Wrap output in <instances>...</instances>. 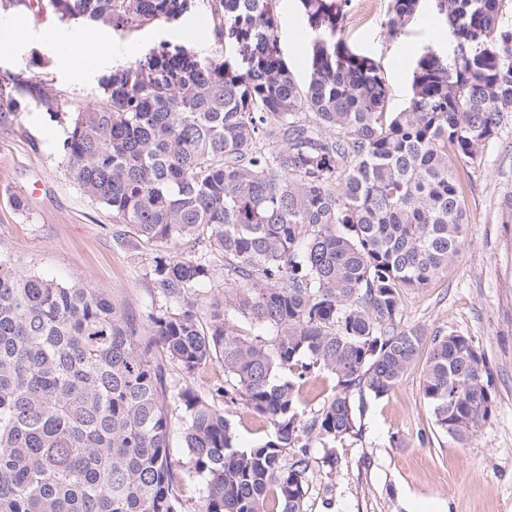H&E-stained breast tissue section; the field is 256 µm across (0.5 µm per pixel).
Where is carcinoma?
Returning a JSON list of instances; mask_svg holds the SVG:
<instances>
[{"instance_id": "carcinoma-1", "label": "carcinoma", "mask_w": 512, "mask_h": 512, "mask_svg": "<svg viewBox=\"0 0 512 512\" xmlns=\"http://www.w3.org/2000/svg\"><path fill=\"white\" fill-rule=\"evenodd\" d=\"M64 22L131 33L175 22L195 0H42ZM404 28L420 0H389ZM324 39L299 86L274 31L276 0H208L224 60L166 45L101 80L63 141L71 177L126 227L115 241L193 243L155 257L172 303L141 335L99 291L16 266L0 249V512H183L186 474L201 512H303L310 445L354 432V401L391 392L416 365L433 429L464 446L494 411L484 355L454 333L401 324V294L458 259L468 218L448 148L474 163L512 124V0H435L455 62L423 53L412 94L386 112V80L341 36L348 0H299ZM45 93L0 84V120ZM224 265V299L196 296ZM187 372L218 362L224 407L167 387L151 352ZM332 395L305 417L300 392ZM174 402L188 471L170 452ZM271 430L242 447L226 409Z\"/></svg>"}]
</instances>
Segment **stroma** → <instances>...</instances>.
Here are the masks:
<instances>
[{
    "instance_id": "1",
    "label": "stroma",
    "mask_w": 512,
    "mask_h": 512,
    "mask_svg": "<svg viewBox=\"0 0 512 512\" xmlns=\"http://www.w3.org/2000/svg\"><path fill=\"white\" fill-rule=\"evenodd\" d=\"M388 0H376L368 19L359 20L362 0H349L343 38L371 57L388 89L387 109L403 110L411 96L412 67L425 50L447 51L448 35L430 0H422L413 21L400 31L386 25ZM275 36L298 84H306L301 60L306 41L298 0H277ZM26 27L28 42L14 46L5 29ZM187 43L202 57H223L208 12L198 9L174 23L122 33L101 26L76 31L51 13L22 7L0 13V82L17 75L43 87L48 103L23 105L0 123V248L20 266L62 283H82L113 304L139 314L142 335L150 318L168 302L154 281L160 246L117 245L116 224L70 177L62 143L78 106L100 92L101 69L82 67L81 53L57 56L52 36L74 43L105 37L110 66L142 59L162 41ZM463 188L470 216L466 245L447 274L423 289L401 296V322L427 334L455 332L470 338L489 370L495 409L467 445L432 434V417L420 391V367H413L381 398L366 397L357 413L358 433L337 442L328 463L313 444L306 512H512V219L502 216L512 195V126L503 129L470 164L449 156ZM45 188L39 197L35 181ZM167 383L210 396L223 380L218 364L183 372L163 363Z\"/></svg>"
}]
</instances>
